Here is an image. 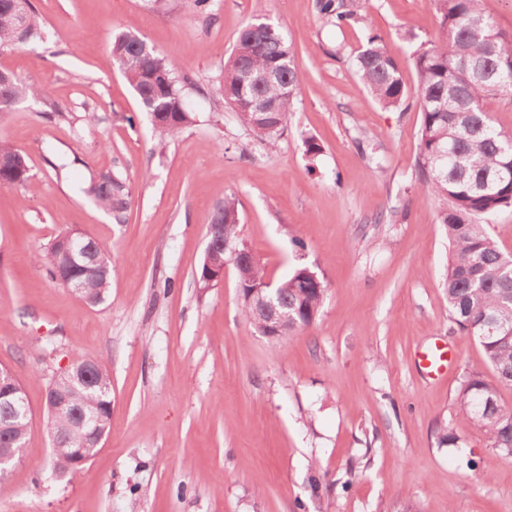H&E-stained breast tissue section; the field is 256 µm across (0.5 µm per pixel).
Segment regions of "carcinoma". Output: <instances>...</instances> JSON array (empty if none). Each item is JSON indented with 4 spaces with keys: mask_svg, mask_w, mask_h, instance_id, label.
Listing matches in <instances>:
<instances>
[{
    "mask_svg": "<svg viewBox=\"0 0 512 512\" xmlns=\"http://www.w3.org/2000/svg\"><path fill=\"white\" fill-rule=\"evenodd\" d=\"M15 2L0 0L1 53L17 47L33 49L49 35L30 0L20 11ZM365 5L366 0H315L320 21L338 29L357 22ZM432 6L442 36L412 54L421 114L416 178L421 195L438 204V221L448 237L444 288L449 320L478 341L492 372L490 377L478 370L464 375L459 407L492 448L512 456V406L499 400V389L512 386V338L485 334L493 321L512 327V255L501 250L486 228L493 216L512 210V135L499 130L489 115L492 101L512 99V37L498 28L486 0H432ZM111 53L145 111L158 116L152 125L159 143L191 124L193 115L184 95L191 84L188 76L178 75L163 55L130 32L113 34ZM354 67L382 108L398 109L407 100L409 89L400 63L376 37H367ZM223 84V102L235 112L244 100L261 99L269 105V113L243 124L254 140L274 146L287 127L301 84L293 45L279 25L254 18L241 28L234 51L224 61ZM42 96L37 85L0 72V112ZM0 186L33 187L24 153L5 140H0ZM88 194L115 223L126 222L131 198L123 176L105 172L90 177ZM210 223L230 225L231 237L240 240L238 199L222 194ZM57 243L53 240L40 255L48 276L62 284L67 274H77L85 296L105 299L112 266L84 270L88 260L79 257L77 266L65 270ZM309 272L307 266L298 267L277 284L291 316L273 341L297 335L318 318L327 284L321 276L312 281ZM245 273L243 283L249 288L266 279L258 261ZM66 392L74 409L105 415L99 428L110 430L112 381L102 361H97L95 387ZM8 416V408L0 403V422L8 421L13 434H24L30 419L9 421ZM45 427L51 435L59 431L70 435V443L54 453L52 469L76 473L71 450L87 442L91 427L73 430L65 417L47 420Z\"/></svg>",
    "mask_w": 512,
    "mask_h": 512,
    "instance_id": "carcinoma-1",
    "label": "carcinoma"
}]
</instances>
